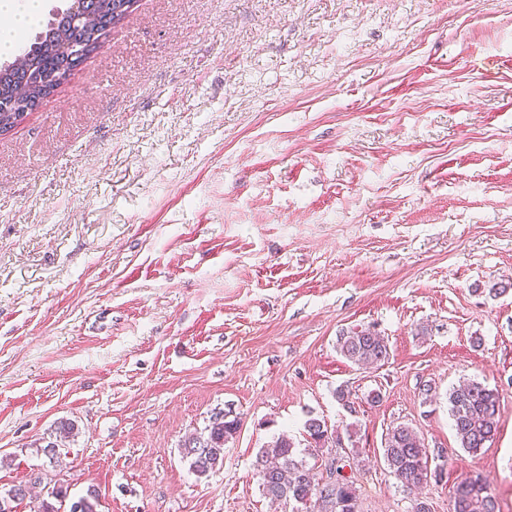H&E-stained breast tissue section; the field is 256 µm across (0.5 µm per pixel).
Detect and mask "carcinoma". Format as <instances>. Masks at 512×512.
I'll use <instances>...</instances> for the list:
<instances>
[{"instance_id":"carcinoma-1","label":"carcinoma","mask_w":512,"mask_h":512,"mask_svg":"<svg viewBox=\"0 0 512 512\" xmlns=\"http://www.w3.org/2000/svg\"><path fill=\"white\" fill-rule=\"evenodd\" d=\"M122 0H72L62 12L53 14L37 33L16 64L0 65V106L20 104L56 78L69 76L91 54L100 49L115 26L112 20ZM336 350L353 365L382 366L390 358L388 339L375 327H352L339 332ZM448 413L458 447L475 453L493 442L499 430V394L483 382L470 378L448 390ZM240 425L238 417L218 410L204 431L191 435L183 444L190 468L206 476L224 462V446ZM309 447L319 450L328 443L324 422H305ZM74 424L62 422L43 440L42 453L54 460L60 440L72 436ZM383 459L391 477L405 492L416 495L413 512H430L423 490L441 480L443 468L431 465L421 438L406 423L392 426L384 437ZM256 474L265 497L291 505V512H358L355 482L337 475L333 485L319 486L316 474L299 458L295 442L285 435L262 449L255 461ZM29 494L25 484L12 486L0 495V512H14L13 504ZM452 512H497L489 480L481 475L461 478L453 487Z\"/></svg>"}]
</instances>
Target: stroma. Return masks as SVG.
Here are the masks:
<instances>
[{
    "mask_svg": "<svg viewBox=\"0 0 512 512\" xmlns=\"http://www.w3.org/2000/svg\"><path fill=\"white\" fill-rule=\"evenodd\" d=\"M512 0H138L67 83L0 135V493L97 512H291L260 448L351 466L360 512H412L382 441L406 422L512 512ZM372 325L384 366L339 331ZM499 392L458 447L445 394ZM432 382L439 397L424 401ZM348 402H338L337 387ZM380 403L366 401L370 391ZM241 425L205 476L186 437ZM75 434L52 466L34 444ZM336 350L359 368L380 367L390 358L388 339L374 326L343 329L336 337ZM304 428L309 442L308 448H312V451L325 448L329 439V431L324 422L316 418H309L305 422Z\"/></svg>",
    "mask_w": 512,
    "mask_h": 512,
    "instance_id": "obj_1",
    "label": "stroma"
}]
</instances>
